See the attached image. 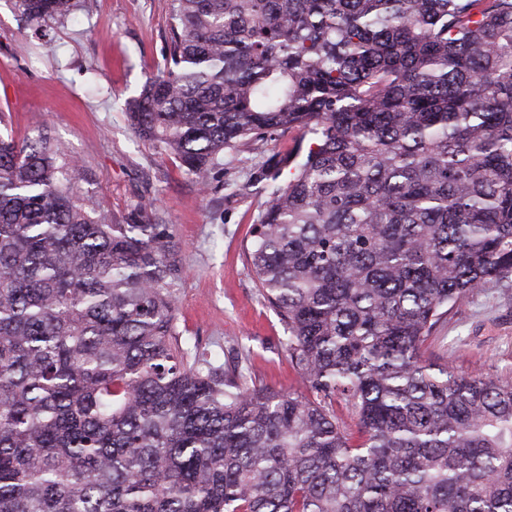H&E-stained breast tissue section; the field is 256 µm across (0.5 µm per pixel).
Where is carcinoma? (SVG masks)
Here are the masks:
<instances>
[{
  "label": "carcinoma",
  "mask_w": 512,
  "mask_h": 512,
  "mask_svg": "<svg viewBox=\"0 0 512 512\" xmlns=\"http://www.w3.org/2000/svg\"><path fill=\"white\" fill-rule=\"evenodd\" d=\"M82 0H15L37 28ZM133 131L206 189L295 130L248 248L302 389L182 343V245L0 136V512H512V381L426 356L512 277V0H170ZM345 403L349 424L334 404Z\"/></svg>",
  "instance_id": "carcinoma-1"
}]
</instances>
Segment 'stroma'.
Here are the masks:
<instances>
[{
  "label": "stroma",
  "mask_w": 512,
  "mask_h": 512,
  "mask_svg": "<svg viewBox=\"0 0 512 512\" xmlns=\"http://www.w3.org/2000/svg\"><path fill=\"white\" fill-rule=\"evenodd\" d=\"M169 0H89V12L38 33L0 0V110L15 140L48 127L88 172L84 189L121 216L150 193L183 247L173 287L178 327L219 364L245 363L264 385L299 389L287 331L263 301L245 251L269 181L264 165L287 157L286 131L241 142L224 155L206 191L184 168L139 139L128 101L163 65ZM429 351L457 371L512 380V279L460 302L435 331Z\"/></svg>",
  "instance_id": "stroma-1"
}]
</instances>
